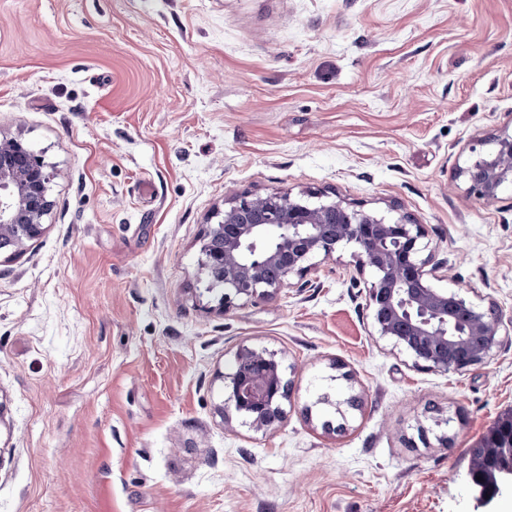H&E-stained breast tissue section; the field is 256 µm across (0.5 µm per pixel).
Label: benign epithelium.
Returning <instances> with one entry per match:
<instances>
[{
    "instance_id": "1",
    "label": "benign epithelium",
    "mask_w": 512,
    "mask_h": 512,
    "mask_svg": "<svg viewBox=\"0 0 512 512\" xmlns=\"http://www.w3.org/2000/svg\"><path fill=\"white\" fill-rule=\"evenodd\" d=\"M485 147L460 168L469 193L494 200L512 182V132L503 130L480 142ZM53 178L42 158L18 138L0 142V237L20 246L43 230ZM423 225L409 217L389 223L344 201L302 192L242 195L224 209L204 244L208 272L224 274L223 306L232 299L264 298L291 287L290 278L316 269L313 259H330L343 244L358 247L359 268H368V288L378 335L393 342L417 367L446 374L485 363L500 346L502 317L490 305L482 308L460 292L433 287L441 263L422 256L427 244ZM288 399L276 353L242 348L234 371L224 376V422L231 413L265 433L284 416ZM484 442L505 449L499 463L500 485H512V413L501 417Z\"/></svg>"
}]
</instances>
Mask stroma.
<instances>
[{"instance_id":"1","label":"stroma","mask_w":512,"mask_h":512,"mask_svg":"<svg viewBox=\"0 0 512 512\" xmlns=\"http://www.w3.org/2000/svg\"><path fill=\"white\" fill-rule=\"evenodd\" d=\"M504 129L512 0H0V140L54 172L41 235L0 252V512H512L469 475L512 335L415 367L352 245L226 310L201 269L231 198L313 191L424 225L434 287L512 318V186L457 175ZM244 346L290 383L265 434L221 414Z\"/></svg>"}]
</instances>
